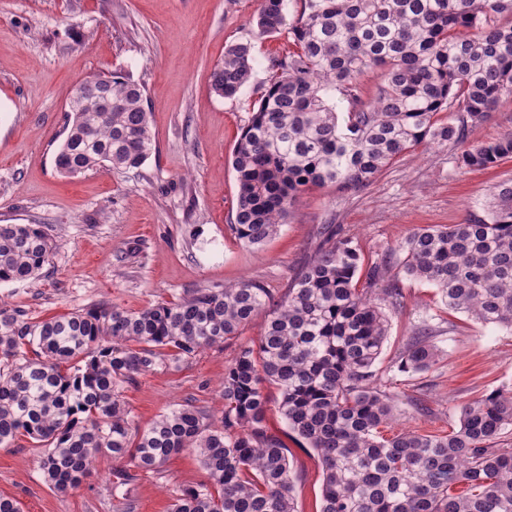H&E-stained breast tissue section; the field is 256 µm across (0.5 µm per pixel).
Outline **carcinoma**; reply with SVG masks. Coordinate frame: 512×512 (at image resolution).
Listing matches in <instances>:
<instances>
[{
    "label": "carcinoma",
    "mask_w": 512,
    "mask_h": 512,
    "mask_svg": "<svg viewBox=\"0 0 512 512\" xmlns=\"http://www.w3.org/2000/svg\"><path fill=\"white\" fill-rule=\"evenodd\" d=\"M261 0L262 35L288 30L294 50L270 59L269 78L232 152L238 201L232 229L260 246L286 223L310 187L357 191L422 144H463L512 96V0ZM248 42L231 44L211 88L234 98L250 79ZM384 85L362 98L360 78ZM71 98L57 171L136 169L154 150L144 90L117 74L90 79ZM350 105L338 122L333 93ZM512 156V137L465 147L466 167ZM52 239L37 224H0V282L33 281ZM365 261L355 238L328 224L318 248L280 300L251 280L198 288L140 311L110 303L34 320L0 300V446L19 437L41 449L38 467L65 493L100 456L156 470L187 449L208 481L178 490L169 512H296L288 448L265 424L266 385L297 440L319 456L321 512H512V385L461 407L447 435L386 436L399 414L374 366L388 334L384 308L403 305L399 276L437 289L445 308L512 330V181L462 224L414 229ZM363 286H358L359 280ZM264 315L257 347L239 349L224 372L218 427L191 405L131 432L124 389L167 359L188 361ZM431 333L412 337L398 368L437 363Z\"/></svg>",
    "instance_id": "carcinoma-1"
}]
</instances>
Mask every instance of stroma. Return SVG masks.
Segmentation results:
<instances>
[{"instance_id":"stroma-1","label":"stroma","mask_w":512,"mask_h":512,"mask_svg":"<svg viewBox=\"0 0 512 512\" xmlns=\"http://www.w3.org/2000/svg\"><path fill=\"white\" fill-rule=\"evenodd\" d=\"M260 0H0V224H38L53 251L38 279L0 283L11 309L40 320L109 303L138 311L195 288L248 279L283 293L315 251L322 225L354 235L377 259L416 227L461 224L481 210L492 185L512 181V158L487 169L461 165L462 148L431 145L387 167L370 185L300 194L277 235L242 245L231 226L238 186L233 148L268 78V61L293 49V37L260 35ZM248 42L255 69L236 98L216 95L211 72L226 46ZM114 73L143 87L156 151L137 169L100 168L59 175L54 158L76 86ZM404 302L388 311V335L375 370L401 416L395 430L447 434L459 409L512 382V331L447 310L434 287L401 282ZM262 318L240 336L193 359L161 363L128 385L132 429L191 404L222 417L225 369L243 346L257 345ZM428 325L440 350L425 374L396 361ZM266 425L288 448L296 512H320L322 467L313 449L288 434L280 393L268 386ZM424 412H416V405ZM38 449L22 437L0 447V494L23 512H168L174 490L207 481L195 452L114 487L130 459L104 458L79 488L59 493L43 480Z\"/></svg>"}]
</instances>
